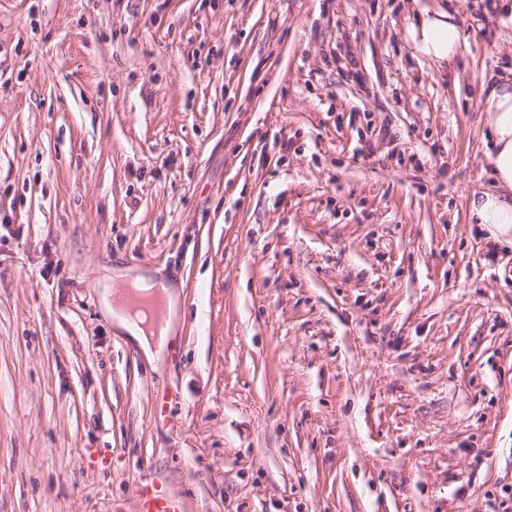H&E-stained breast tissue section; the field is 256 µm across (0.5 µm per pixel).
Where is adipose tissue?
<instances>
[{"mask_svg":"<svg viewBox=\"0 0 512 512\" xmlns=\"http://www.w3.org/2000/svg\"><path fill=\"white\" fill-rule=\"evenodd\" d=\"M460 39L461 27L455 15L443 10L422 13L406 27V40L413 52L440 69L452 65ZM486 103L485 124L489 129L488 155L494 187L470 194L467 211L473 223L485 225L490 233L512 243V80H491ZM155 284L151 274L130 277L119 270L104 273L97 281L104 315L150 359L161 358L170 345L175 294L170 287H163L164 315L156 323L149 322L143 311L132 310L128 296L149 295Z\"/></svg>","mask_w":512,"mask_h":512,"instance_id":"adipose-tissue-1","label":"adipose tissue"}]
</instances>
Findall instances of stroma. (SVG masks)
<instances>
[{"mask_svg": "<svg viewBox=\"0 0 512 512\" xmlns=\"http://www.w3.org/2000/svg\"><path fill=\"white\" fill-rule=\"evenodd\" d=\"M499 76L500 0H0V512H512ZM104 266L175 285L163 359ZM461 27L453 13L437 10L422 13L406 27V40L412 51L427 58L438 69H447L456 59ZM486 103L494 188L470 194L467 211L474 224L485 225L490 233L512 244V80H491ZM157 282L159 281L152 274L141 273L128 278L120 270L105 272L97 281L102 312L135 341L149 359H160L170 345L171 317L176 306V297L170 287L160 281L165 315L153 324L147 320L143 311L131 309L126 288H130L138 296H148ZM141 512H171L173 500L170 496L162 493L156 494L154 490L146 486L140 493Z\"/></svg>", "mask_w": 512, "mask_h": 512, "instance_id": "obj_1", "label": "stroma"}]
</instances>
